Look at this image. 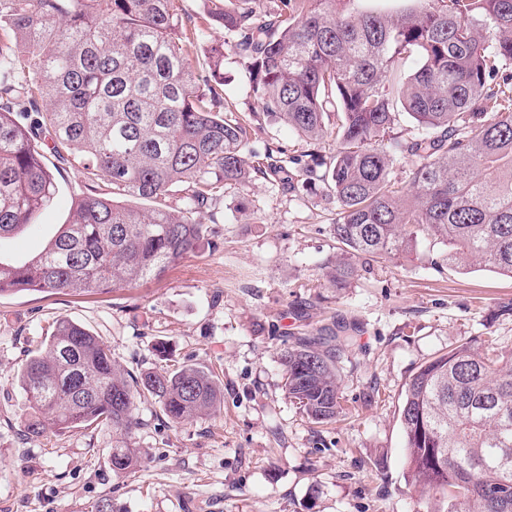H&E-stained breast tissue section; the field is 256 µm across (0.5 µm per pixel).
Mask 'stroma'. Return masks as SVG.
I'll list each match as a JSON object with an SVG mask.
<instances>
[{
	"mask_svg": "<svg viewBox=\"0 0 512 512\" xmlns=\"http://www.w3.org/2000/svg\"><path fill=\"white\" fill-rule=\"evenodd\" d=\"M224 96L256 113L248 148H280L283 162L306 143L259 111L246 68L224 58ZM57 193L32 228L8 243L41 252L85 192L79 166L48 157ZM336 205L323 191L299 194L278 175L226 189L205 213L200 248L161 278L108 294L17 292L0 297V512H427L406 482L398 411L405 384L428 359L469 340H498L512 353V278L443 262L442 245L363 259L343 288L326 277L340 255L331 234ZM67 317L101 336L128 370L178 363L210 369L224 386L220 412L172 423L138 402L139 463L116 474L106 428L28 436L31 408L14 376L30 350ZM337 324L353 336L341 370L344 412L312 423L283 390V349L312 328ZM168 356H159L158 344Z\"/></svg>",
	"mask_w": 512,
	"mask_h": 512,
	"instance_id": "35a3bbf8",
	"label": "stroma"
}]
</instances>
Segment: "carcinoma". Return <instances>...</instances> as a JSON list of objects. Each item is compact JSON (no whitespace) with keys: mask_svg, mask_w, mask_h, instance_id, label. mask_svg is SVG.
<instances>
[{"mask_svg":"<svg viewBox=\"0 0 512 512\" xmlns=\"http://www.w3.org/2000/svg\"><path fill=\"white\" fill-rule=\"evenodd\" d=\"M205 2L208 25L190 28L179 0H0V29L12 34L0 39V240L55 198L35 127L50 128L55 156L88 179L44 251L0 258V296L158 279L205 239L202 216L224 190L261 171L247 150L255 114L227 115L224 94L196 76L215 28L235 37L261 110L307 142L288 185L320 183L336 202L332 234L348 258L329 267L333 286L357 276L353 259L407 253L421 234L450 264L512 277V0H369L355 13L351 0ZM207 59L224 84V45ZM404 114L417 133L392 135ZM327 137L336 148L325 158ZM397 157L413 163L406 181ZM351 340L323 326L281 354L285 393L316 423L343 411ZM16 379L37 412L26 434L42 435L47 420L61 433L110 428L120 474L138 464L135 399L176 423L224 406L207 368L134 377L67 317ZM399 420L407 480L434 512H512V356L463 342L430 358L406 384Z\"/></svg>","mask_w":512,"mask_h":512,"instance_id":"obj_1","label":"carcinoma"}]
</instances>
